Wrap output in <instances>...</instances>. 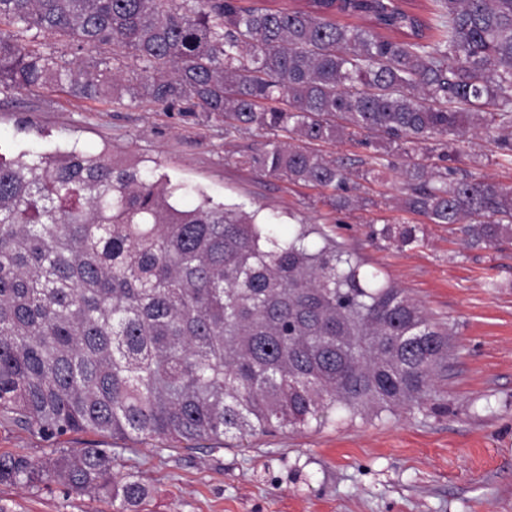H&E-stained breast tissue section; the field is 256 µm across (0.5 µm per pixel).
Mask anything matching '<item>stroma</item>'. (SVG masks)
<instances>
[{
  "label": "stroma",
  "instance_id": "1",
  "mask_svg": "<svg viewBox=\"0 0 512 512\" xmlns=\"http://www.w3.org/2000/svg\"><path fill=\"white\" fill-rule=\"evenodd\" d=\"M257 130H225L194 116L123 99L101 104L52 90L0 92V153L110 149L145 162L281 226L317 224L369 268L404 288L452 329L440 412L356 419L186 450L92 432L46 439L0 419V455L43 462L56 448H108L115 480L147 490L129 512H512V240L472 248L445 224H422L417 241L370 243V227L408 221L401 177L357 179L359 205L336 211L324 190L240 164L268 142ZM461 165L512 187V166L485 134L471 136ZM9 512H113L97 495L53 479L32 488L0 483Z\"/></svg>",
  "mask_w": 512,
  "mask_h": 512
}]
</instances>
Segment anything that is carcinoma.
I'll list each match as a JSON object with an SVG mask.
<instances>
[{"instance_id": "obj_1", "label": "carcinoma", "mask_w": 512, "mask_h": 512, "mask_svg": "<svg viewBox=\"0 0 512 512\" xmlns=\"http://www.w3.org/2000/svg\"><path fill=\"white\" fill-rule=\"evenodd\" d=\"M305 2L0 0V87L127 95L308 143L372 134L405 155L435 139L434 164L401 168L367 138L360 164L403 175L402 210L472 245L512 238V189L458 166L479 129L512 164V0H430L427 18L414 0ZM41 34L112 56L65 60ZM241 163L328 190L337 210L358 203L344 165L305 147L269 141ZM179 190L110 152L0 155L1 414L42 436L192 450L302 430L332 409L352 421L438 407L446 323L313 224L282 235L206 195L183 207ZM418 231L385 224L369 238ZM112 462L109 448H56L40 464L0 455V483L60 478L126 512L146 490L112 482Z\"/></svg>"}]
</instances>
